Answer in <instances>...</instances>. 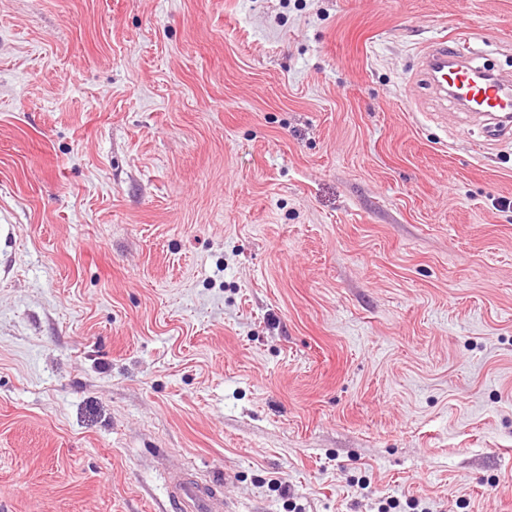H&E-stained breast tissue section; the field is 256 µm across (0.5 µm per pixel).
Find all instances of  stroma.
I'll return each mask as SVG.
<instances>
[{"label":"stroma","mask_w":512,"mask_h":512,"mask_svg":"<svg viewBox=\"0 0 512 512\" xmlns=\"http://www.w3.org/2000/svg\"><path fill=\"white\" fill-rule=\"evenodd\" d=\"M512 0H0V512H512V135L417 81ZM169 503L179 512H223L224 498L216 488L175 473L170 478Z\"/></svg>","instance_id":"1"}]
</instances>
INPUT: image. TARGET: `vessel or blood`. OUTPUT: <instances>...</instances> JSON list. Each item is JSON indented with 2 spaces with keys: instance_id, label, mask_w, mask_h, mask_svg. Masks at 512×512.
I'll list each match as a JSON object with an SVG mask.
<instances>
[{
  "instance_id": "b4317fda",
  "label": "vessel or blood",
  "mask_w": 512,
  "mask_h": 512,
  "mask_svg": "<svg viewBox=\"0 0 512 512\" xmlns=\"http://www.w3.org/2000/svg\"><path fill=\"white\" fill-rule=\"evenodd\" d=\"M470 54L456 43L439 39L421 52L420 73L433 90L447 93L454 90L470 97L475 114L493 119L488 129L490 136L504 135L511 127L500 123L501 115L512 113V80L494 78L475 86L471 76L475 73ZM170 504L179 512H223L224 498L216 488L199 483L186 475L176 473L170 478Z\"/></svg>"
}]
</instances>
